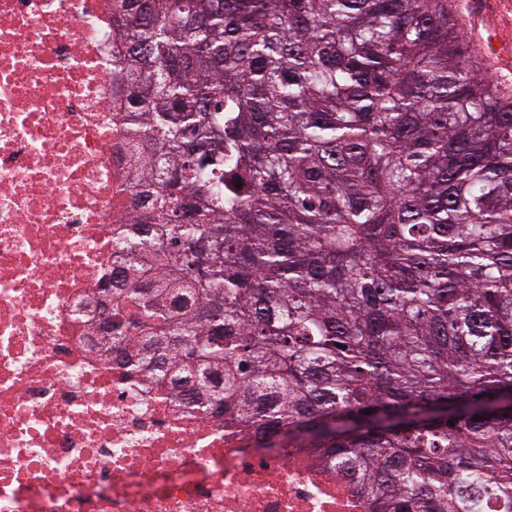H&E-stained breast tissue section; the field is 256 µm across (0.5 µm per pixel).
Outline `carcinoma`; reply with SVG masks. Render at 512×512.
<instances>
[{"mask_svg":"<svg viewBox=\"0 0 512 512\" xmlns=\"http://www.w3.org/2000/svg\"><path fill=\"white\" fill-rule=\"evenodd\" d=\"M115 2L138 362L370 512H512V95L448 0Z\"/></svg>","mask_w":512,"mask_h":512,"instance_id":"cac0c4a2","label":"carcinoma"}]
</instances>
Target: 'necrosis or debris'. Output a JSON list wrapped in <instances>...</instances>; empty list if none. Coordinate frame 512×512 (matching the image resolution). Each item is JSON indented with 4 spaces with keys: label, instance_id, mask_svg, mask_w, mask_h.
Instances as JSON below:
<instances>
[{
    "label": "necrosis or debris",
    "instance_id": "necrosis-or-debris-1",
    "mask_svg": "<svg viewBox=\"0 0 512 512\" xmlns=\"http://www.w3.org/2000/svg\"><path fill=\"white\" fill-rule=\"evenodd\" d=\"M112 0H0V512H369L310 448H262L95 346L132 180Z\"/></svg>",
    "mask_w": 512,
    "mask_h": 512
}]
</instances>
